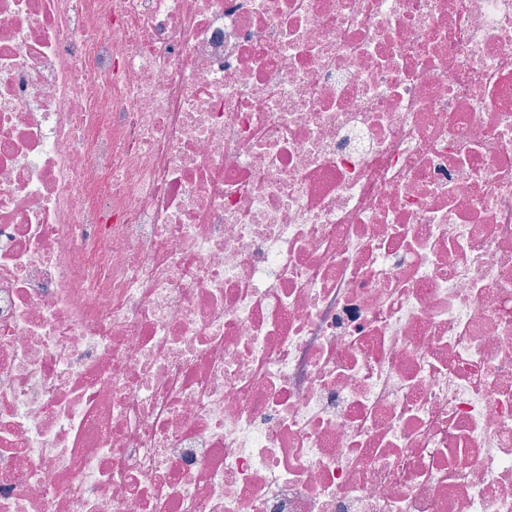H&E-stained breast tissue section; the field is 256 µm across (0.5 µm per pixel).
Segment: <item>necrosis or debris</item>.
<instances>
[{
    "mask_svg": "<svg viewBox=\"0 0 512 512\" xmlns=\"http://www.w3.org/2000/svg\"><path fill=\"white\" fill-rule=\"evenodd\" d=\"M0 512H512V0H0Z\"/></svg>",
    "mask_w": 512,
    "mask_h": 512,
    "instance_id": "4bbe7bcc",
    "label": "necrosis or debris"
}]
</instances>
